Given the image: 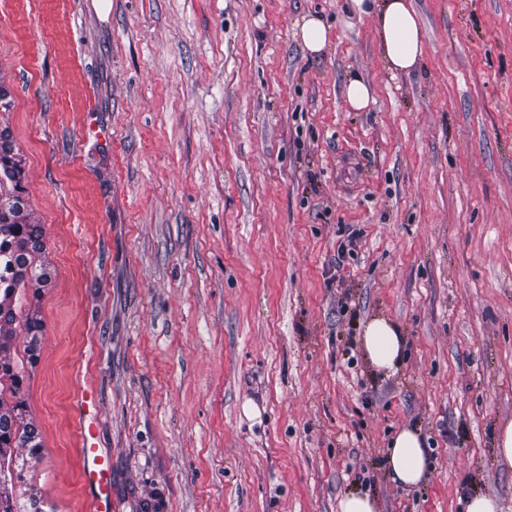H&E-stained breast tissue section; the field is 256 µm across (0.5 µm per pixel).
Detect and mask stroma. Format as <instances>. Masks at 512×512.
I'll return each mask as SVG.
<instances>
[{
  "label": "stroma",
  "mask_w": 512,
  "mask_h": 512,
  "mask_svg": "<svg viewBox=\"0 0 512 512\" xmlns=\"http://www.w3.org/2000/svg\"><path fill=\"white\" fill-rule=\"evenodd\" d=\"M111 2L0 0V129L44 229L45 455L16 449L14 496L87 512L91 382L116 512H459L472 489L512 512V0H413L424 58L397 76L343 0ZM376 315L404 337L388 377ZM405 428L413 490L385 466ZM298 36L306 52L312 56L322 53L329 42V31L324 23L316 16L303 19ZM344 97L354 111H362L371 102V93L367 82L360 75H351L344 85ZM361 342L371 365L377 372L394 373L403 357L400 327L387 317H373L362 327ZM386 467L394 483L405 488L417 487L427 469V452L419 432L402 429L391 441ZM340 512H379L378 504L369 493H351L345 495L339 502Z\"/></svg>",
  "instance_id": "1"
}]
</instances>
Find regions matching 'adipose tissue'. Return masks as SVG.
<instances>
[{
  "label": "adipose tissue",
  "instance_id": "adipose-tissue-1",
  "mask_svg": "<svg viewBox=\"0 0 512 512\" xmlns=\"http://www.w3.org/2000/svg\"><path fill=\"white\" fill-rule=\"evenodd\" d=\"M352 16L369 18L379 51L391 74H410L424 57V28L412 0H344ZM362 347L377 372L394 373L403 357L400 327L380 316L361 331ZM386 467L392 481L406 488L418 486L426 473L427 452L417 431L402 429L392 440Z\"/></svg>",
  "mask_w": 512,
  "mask_h": 512
}]
</instances>
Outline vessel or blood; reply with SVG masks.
Wrapping results in <instances>:
<instances>
[{"mask_svg": "<svg viewBox=\"0 0 512 512\" xmlns=\"http://www.w3.org/2000/svg\"><path fill=\"white\" fill-rule=\"evenodd\" d=\"M80 419L81 479L89 493L90 512H112V464L100 441V398L94 387L82 390L77 402Z\"/></svg>", "mask_w": 512, "mask_h": 512, "instance_id": "b4317fda", "label": "vessel or blood"}]
</instances>
